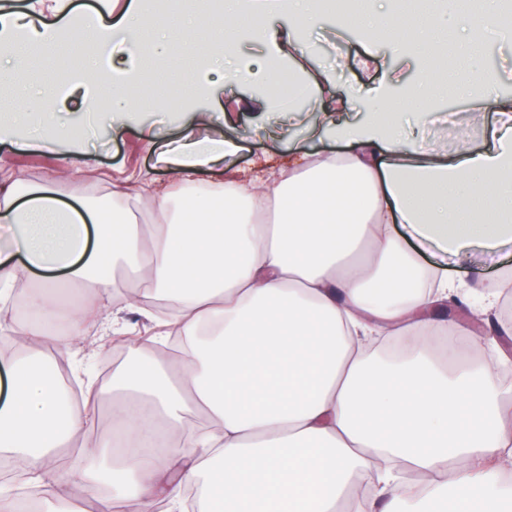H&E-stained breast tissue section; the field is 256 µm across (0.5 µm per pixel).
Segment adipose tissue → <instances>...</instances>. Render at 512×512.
<instances>
[{
	"instance_id": "1",
	"label": "adipose tissue",
	"mask_w": 512,
	"mask_h": 512,
	"mask_svg": "<svg viewBox=\"0 0 512 512\" xmlns=\"http://www.w3.org/2000/svg\"><path fill=\"white\" fill-rule=\"evenodd\" d=\"M507 0H472L468 11L442 0L437 26L453 29L457 49L473 64L460 93L484 148L470 135L453 149L426 145L427 78L404 82L415 56L399 35L392 0H360L338 27H353L368 48L357 61L377 65L371 47L387 42L399 68L383 82L345 87L316 69L307 108L273 93L280 62L322 25V0H224L223 46L200 62L195 94L210 109L190 125H213L202 138L184 135L160 146L168 181L137 192L117 187L113 206L64 204L53 183L25 185L0 174V313L15 304L14 286L41 279L26 305L37 320L66 318L67 336L25 329L26 358L0 365V457L20 460L22 485L41 489L47 512H399L400 505L455 494L467 512L495 498L512 512V388L499 369L507 349L485 358L481 338L466 337L480 363L449 362L438 340L452 322L429 311L457 295L447 274L424 270L406 240L435 243L459 255L496 248L512 234V100L499 96L476 64L483 36L512 43L499 20ZM163 55H188L208 39L187 22L157 28L141 0H98L76 14L72 0L0 5V76L17 71L30 45L62 40L96 46L104 59L68 75L62 93L19 96L13 109L53 146L66 149L67 174L89 175L90 163L69 145L82 141L80 120L62 119L68 101L81 117L100 111L92 85H112V128L135 110L126 89L138 71L145 33ZM258 45L238 52L241 39ZM245 110L277 117L281 127L307 124L312 139L339 153L289 150L284 162L257 158L204 193L197 173L221 167L239 150L213 115L225 96ZM404 89L418 112L392 109L387 90ZM358 101L371 112L351 114ZM152 212L149 238L127 221L129 206ZM121 262L135 286L127 310L148 316L153 299L175 300L165 327L181 335L177 356L143 363L139 337L120 316L101 318L118 288L100 270L103 255ZM66 280L90 285L79 308L61 312L50 291ZM122 337L126 359L111 384L65 403L44 373L51 349L70 348L81 325ZM109 412L125 447L107 438L80 441Z\"/></svg>"
}]
</instances>
